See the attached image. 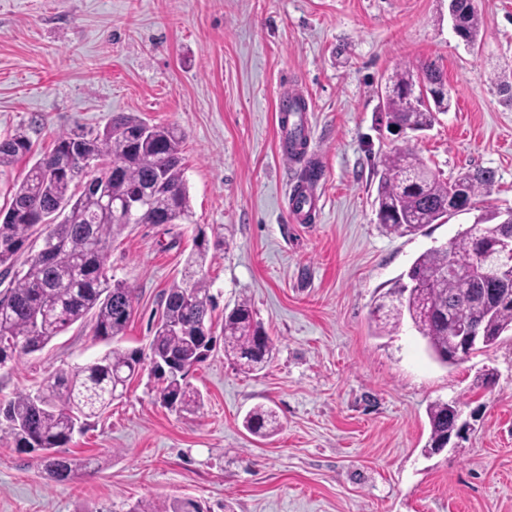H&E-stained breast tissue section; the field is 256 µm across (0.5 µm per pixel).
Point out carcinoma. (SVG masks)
<instances>
[{
    "mask_svg": "<svg viewBox=\"0 0 512 512\" xmlns=\"http://www.w3.org/2000/svg\"><path fill=\"white\" fill-rule=\"evenodd\" d=\"M479 34L478 10L464 11L461 37L474 46ZM421 73L419 77L402 70L385 83L383 105L392 125L423 131L432 127L436 113L449 111L451 97L442 73L431 64L423 65ZM420 79L429 100L414 109L409 99ZM73 137L84 140L104 164L98 169L102 190L75 193L72 185L82 179L83 169L69 176L58 174L67 155L55 147L33 164L14 188L9 206L0 210V266L7 273L14 272L0 296V367L44 349L53 338L88 317L93 336L99 340L112 341L124 334L133 311L134 292L124 283L112 281L106 262L110 242L128 224L112 216V203L133 201L147 193L152 206L143 212V223H152L156 213L170 224L192 217L179 128L117 116L94 136ZM73 137L61 135L57 141L63 143ZM29 151V138L21 131L1 138L0 166ZM381 166L375 197L377 218L387 233L399 237L413 235L444 218L457 185L465 184L464 206L468 208L496 179L493 171L479 169L443 181L408 150L386 156ZM44 218L49 220V238L56 243L50 262L44 261L39 251L28 249L30 240L40 239ZM208 251L205 235H197L182 281L165 292L162 317L149 352L113 347L89 363L52 373L36 394L20 393L0 406V433L10 436L16 447L39 453L52 479L70 480L82 470L83 463L57 457L53 449L67 445L81 421L96 418L110 407L145 361L155 358L171 357L179 365L178 371L157 377L159 402L178 413H196L202 397L186 377L206 359L213 345L214 301L202 274ZM450 254L465 273L450 278L441 275ZM373 317L378 336L392 335L404 321H410L431 356L452 365L464 348L453 337L451 318L465 320L482 349L512 332V263L497 247L490 225H485L481 237L470 226L447 247H433L419 255L376 303ZM222 333L224 356L240 370L259 372L270 361L273 339L255 320L248 300L237 302L224 314ZM453 409L443 401L429 405L430 433L424 452L448 442L455 431ZM279 426L278 414L271 407L257 406L244 419L245 429L258 437L273 436ZM129 512L201 509L192 499L172 498L140 500Z\"/></svg>",
    "mask_w": 512,
    "mask_h": 512,
    "instance_id": "1",
    "label": "carcinoma"
}]
</instances>
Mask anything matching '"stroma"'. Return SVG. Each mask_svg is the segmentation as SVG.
<instances>
[{
  "mask_svg": "<svg viewBox=\"0 0 512 512\" xmlns=\"http://www.w3.org/2000/svg\"><path fill=\"white\" fill-rule=\"evenodd\" d=\"M477 9L471 48L448 0H0V138L20 129L32 143L0 167V207L59 134L122 114L177 126L192 221L132 224L110 243L109 276L135 290L120 345L147 348L201 233L224 238L204 267L214 324L245 298L275 342L255 374L215 348L187 377L203 396L193 416L162 406L142 372L61 449L84 464L71 481L0 439V512H128L171 497L203 512H512V333L446 366L411 324L372 329L378 299L417 256L512 208V102L495 82L512 73V0ZM424 63L452 107L428 131L392 132L384 83ZM298 93L319 172L304 222L289 194L305 164L284 152L277 120ZM404 148L441 178L489 169L496 181L471 210L391 235L374 198L382 159ZM107 348L74 324L0 369V404ZM438 400L458 402L468 427L427 455ZM258 405L279 415L273 438L242 426Z\"/></svg>",
  "mask_w": 512,
  "mask_h": 512,
  "instance_id": "35a3bbf8",
  "label": "stroma"
}]
</instances>
